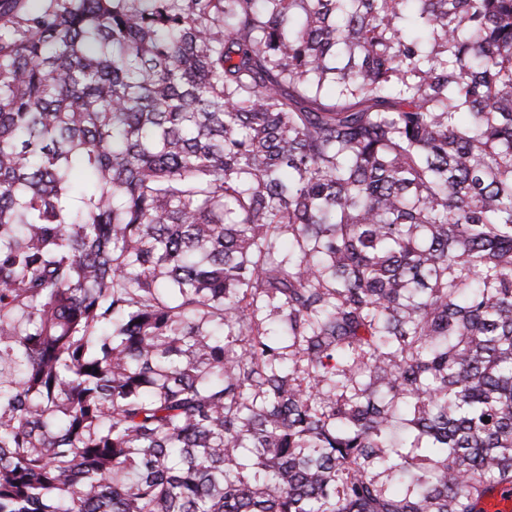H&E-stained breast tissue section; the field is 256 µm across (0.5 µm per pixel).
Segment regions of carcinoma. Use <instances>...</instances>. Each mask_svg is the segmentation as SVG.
Here are the masks:
<instances>
[{
    "label": "carcinoma",
    "instance_id": "cac0c4a2",
    "mask_svg": "<svg viewBox=\"0 0 512 512\" xmlns=\"http://www.w3.org/2000/svg\"><path fill=\"white\" fill-rule=\"evenodd\" d=\"M0 0V512H485L512 486V0Z\"/></svg>",
    "mask_w": 512,
    "mask_h": 512
}]
</instances>
